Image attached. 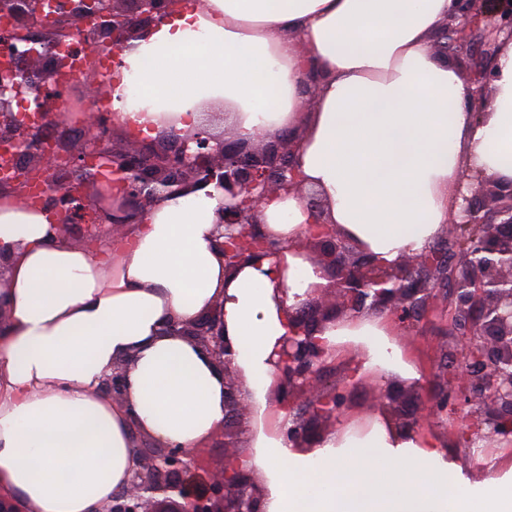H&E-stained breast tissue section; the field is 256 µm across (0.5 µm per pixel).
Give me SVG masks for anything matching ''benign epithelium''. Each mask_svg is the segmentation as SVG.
<instances>
[{
    "label": "benign epithelium",
    "instance_id": "7a95c632",
    "mask_svg": "<svg viewBox=\"0 0 512 512\" xmlns=\"http://www.w3.org/2000/svg\"><path fill=\"white\" fill-rule=\"evenodd\" d=\"M183 0H0V152L16 159L0 184L26 205H44L60 217L68 234L77 224L96 222L87 208L88 191L106 185L112 209L104 219L120 224L147 214L159 200L189 185L214 183L224 191L217 230L224 266L232 271L250 261L279 254L258 218L273 193L300 192L294 158L295 138L262 135L242 141L233 133L179 130L172 121L153 138H126L113 144L109 114L88 108L82 133L55 137L46 128L57 115L61 95L60 43L71 44L85 68L102 47L112 44V65L125 43L157 26ZM454 15L438 32L443 54L468 60L466 81L472 105L480 111L493 91L491 59L499 37L512 39V0H457ZM49 15L53 24L30 43L27 33ZM90 102L111 94L103 78L88 83ZM33 107L39 119L22 120ZM74 168L80 185L60 184L54 174ZM460 220L449 224L448 249L427 247L394 264L339 235L331 224H317L296 242L328 281L308 289L288 310L291 330L275 347L271 362L275 405L288 410L284 431L294 448H314L317 425L334 422L348 401L346 387L322 381L335 356L316 333L329 322L363 311L385 313L415 335L445 301L449 372L433 390L415 384L403 389L378 385L374 398L395 431L414 434L426 422L452 421L457 436L478 437L512 447V181L467 172L454 189ZM451 284L439 296L438 285ZM222 303L192 322L170 330L193 342L224 376V438L231 441L220 470L202 475L194 449L174 446L136 449L139 467L122 492L102 512H264L265 490L256 470L244 463L251 407L226 336ZM101 390L114 400L125 391V365L112 368Z\"/></svg>",
    "mask_w": 512,
    "mask_h": 512
}]
</instances>
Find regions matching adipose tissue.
<instances>
[{
  "mask_svg": "<svg viewBox=\"0 0 512 512\" xmlns=\"http://www.w3.org/2000/svg\"><path fill=\"white\" fill-rule=\"evenodd\" d=\"M453 0H204L185 4L123 52L112 90L119 118H177L201 126L220 102L235 135L299 132L296 165L322 215L300 194L260 207L286 240L317 221L381 260L420 253L458 217L453 189L466 170L512 180V41L493 57L483 115L433 37ZM315 104L302 106L307 77ZM222 192L188 189L156 203L121 238L90 250L65 240L52 213L0 200V491L21 512H98L126 487L140 437L198 447L224 423V380L207 355L168 333L224 303L225 334L258 421L247 444L265 486V512H512V479L470 481L435 440L362 432L290 447L269 398L268 358L289 332V295L321 283L298 251L235 273L214 245ZM397 323L365 311L320 338L341 353L364 349L360 372L416 373ZM125 364L124 401L100 386Z\"/></svg>",
  "mask_w": 512,
  "mask_h": 512,
  "instance_id": "obj_1",
  "label": "adipose tissue"
}]
</instances>
